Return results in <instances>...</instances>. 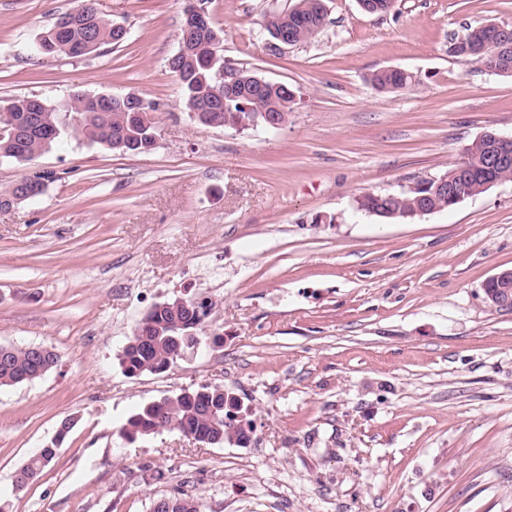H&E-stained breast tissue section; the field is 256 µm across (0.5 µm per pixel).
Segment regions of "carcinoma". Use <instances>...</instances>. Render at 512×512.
Listing matches in <instances>:
<instances>
[{
    "label": "carcinoma",
    "instance_id": "1",
    "mask_svg": "<svg viewBox=\"0 0 512 512\" xmlns=\"http://www.w3.org/2000/svg\"><path fill=\"white\" fill-rule=\"evenodd\" d=\"M80 7L81 11L76 14L66 11L58 16L63 21L62 29L56 31L50 27L43 33L42 52L78 59L96 52L104 44L119 46L126 41L115 28V22L98 13L93 0H81ZM295 7L299 14L291 25L295 40L307 42L326 24L323 0H297ZM464 31L469 46L464 60L494 73L507 70L504 57H496L489 51L478 53L490 37L489 29L479 24L467 26ZM168 68L181 85L185 108L195 106L202 109V114L218 127L227 121L242 120L260 126L263 122L261 113L277 110L286 113L290 109L288 91L291 87L286 84L277 90L256 93L247 109L241 107L239 99L219 97L214 74L224 68L223 43L215 44L207 35L194 36L185 46L178 47L168 60ZM369 83L375 90L388 93L411 88L418 81L407 70L383 68L371 74ZM22 100L23 97H16L0 106V124L5 125L21 117ZM42 103L39 120L26 124L18 141L0 140V158L27 164L64 132L78 141L129 155L132 147L151 142V134L157 127L156 104L146 98L123 108L98 107L84 95H75L59 105L45 99ZM492 145L490 137L475 139L467 145L471 170L466 189L474 196L484 193L482 186L486 182V174L478 162ZM41 193L40 189L24 193L12 186L0 193V207L21 204ZM424 201L438 211L450 209L448 199L433 195L430 186L418 192L366 193L356 203L366 214L390 219L396 212L413 211ZM143 317L141 335L130 337L123 349L121 364L130 376L167 371L179 359L173 342V338L179 335L176 323L197 321L196 317L187 315L183 310L149 309ZM57 362L55 353L46 348L39 353L33 344L1 345L0 387L37 379L39 371H48ZM233 406L235 397L222 388L201 386L183 389L171 399L149 402L140 407L127 419L121 435L131 443L161 431L176 430L191 435L198 443H204L219 436L226 439L232 430L237 441L244 442L250 437L253 421L249 418L242 423L237 420L225 422L224 414ZM57 451L51 442L34 453L17 473L13 490H20L37 478L51 464ZM156 503L153 512H201L202 508L197 498L182 491L160 498Z\"/></svg>",
    "mask_w": 512,
    "mask_h": 512
}]
</instances>
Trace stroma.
<instances>
[{
    "label": "stroma",
    "instance_id": "obj_1",
    "mask_svg": "<svg viewBox=\"0 0 512 512\" xmlns=\"http://www.w3.org/2000/svg\"><path fill=\"white\" fill-rule=\"evenodd\" d=\"M295 3L205 4L226 69L295 92L285 126L239 132L183 105L168 60L184 0H95L128 38L81 59L36 49L78 0H0V102L135 93L160 134L137 155L64 135L30 167L0 159V192L51 175L0 209V345L58 356L0 389L8 512H150L178 488L204 512H512V311L483 291L512 268V181L408 219L356 208L443 175L486 130L512 135V76L448 53L463 26L512 27V0H325L316 38L272 47L264 16ZM388 67L417 86L377 92ZM176 296L216 303L198 351L127 375L137 321ZM205 384L253 409L247 444L121 437L142 405ZM69 416L54 461L13 491Z\"/></svg>",
    "mask_w": 512,
    "mask_h": 512
}]
</instances>
